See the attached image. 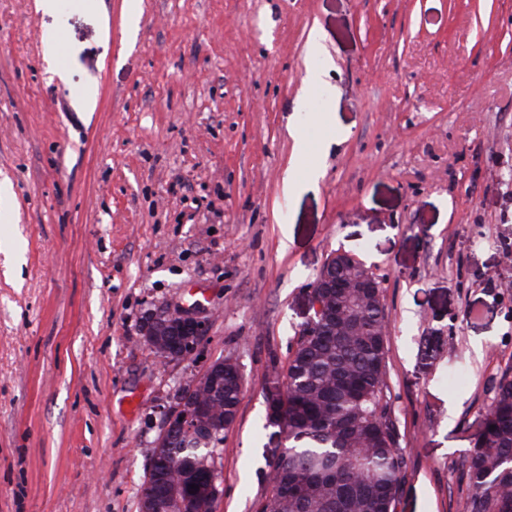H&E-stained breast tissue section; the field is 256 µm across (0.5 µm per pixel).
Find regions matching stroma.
I'll list each match as a JSON object with an SVG mask.
<instances>
[{
	"mask_svg": "<svg viewBox=\"0 0 512 512\" xmlns=\"http://www.w3.org/2000/svg\"><path fill=\"white\" fill-rule=\"evenodd\" d=\"M339 250L380 283L396 512H466L512 377V0H0V512H139L162 411L225 357L217 512H260L266 379ZM193 303L162 363L142 323ZM161 320H166V325H174L177 329L176 332L190 334L187 338V342L192 348L189 356L195 355L207 331V323L201 316L200 307L181 305L177 308L166 309L165 312H155L146 320L142 328V335L146 339L156 336V326Z\"/></svg>",
	"mask_w": 512,
	"mask_h": 512,
	"instance_id": "obj_1",
	"label": "stroma"
}]
</instances>
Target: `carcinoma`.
I'll list each match as a JSON object with an SVG mask.
<instances>
[{
  "instance_id": "cac0c4a2",
  "label": "carcinoma",
  "mask_w": 512,
  "mask_h": 512,
  "mask_svg": "<svg viewBox=\"0 0 512 512\" xmlns=\"http://www.w3.org/2000/svg\"><path fill=\"white\" fill-rule=\"evenodd\" d=\"M324 301L356 331L327 324L316 336H299L287 372L272 380L285 390L288 447L275 463L262 512H395L403 458L387 400L380 292L365 298L340 292ZM196 392L212 409L208 422L179 424L178 441L153 448L150 481L162 512H199L191 485L203 483L213 466L212 449L234 423L242 395L230 364L222 387ZM464 466L474 490L469 512H512V379L496 384Z\"/></svg>"
}]
</instances>
